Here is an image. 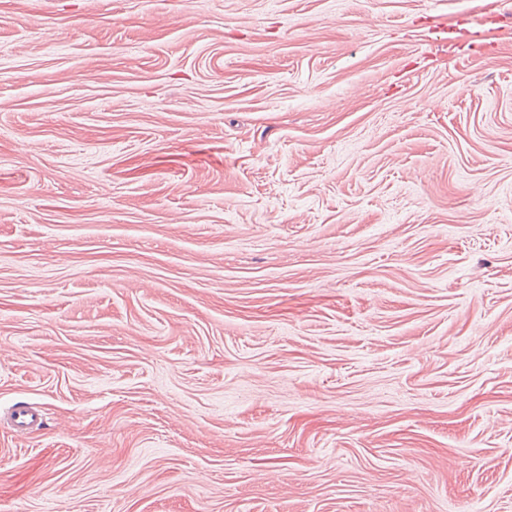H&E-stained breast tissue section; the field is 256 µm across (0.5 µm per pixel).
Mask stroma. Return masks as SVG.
I'll return each instance as SVG.
<instances>
[{
    "instance_id": "stroma-1",
    "label": "stroma",
    "mask_w": 512,
    "mask_h": 512,
    "mask_svg": "<svg viewBox=\"0 0 512 512\" xmlns=\"http://www.w3.org/2000/svg\"><path fill=\"white\" fill-rule=\"evenodd\" d=\"M25 404L0 512H512V0H0Z\"/></svg>"
}]
</instances>
